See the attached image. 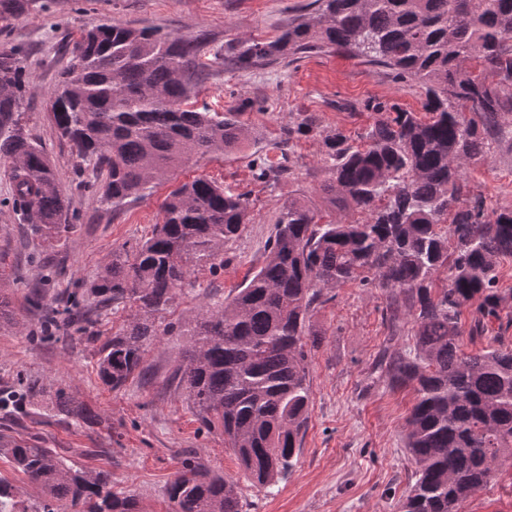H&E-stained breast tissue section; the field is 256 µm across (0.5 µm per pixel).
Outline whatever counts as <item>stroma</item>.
I'll use <instances>...</instances> for the list:
<instances>
[{"label": "stroma", "instance_id": "35a3bbf8", "mask_svg": "<svg viewBox=\"0 0 512 512\" xmlns=\"http://www.w3.org/2000/svg\"><path fill=\"white\" fill-rule=\"evenodd\" d=\"M28 3L22 15L0 21V52L24 56L33 92L28 127L55 166L75 220L58 237L37 234L13 205L10 164L0 159V291L9 294L18 321L0 327V390L22 393L33 380L43 388L24 413L0 411V449L32 443L87 469L109 471L113 489L133 494L145 512H169L167 486L187 459L237 481L243 512H398L412 482L403 434L415 393L392 387L379 362L384 353L412 349L415 328L408 316L390 322L381 289L347 283L314 311L311 329L320 345L307 358L311 399L303 445L272 490L251 486L222 429L203 424L180 369L189 316L235 295L263 265L288 201L303 200L328 221L361 220L359 211L334 208L320 191L327 178L324 136L339 128L359 143L372 123L367 102L394 101L418 112L422 89L334 50L247 69L225 61L228 44L276 38L291 19L309 13L310 0ZM104 19L201 42L203 67L190 106L240 113L245 126L257 129V139L228 154L192 158L119 211L102 206L90 170L48 122L45 97L70 62V44ZM304 112L317 117L318 129L297 141L295 175L255 181L253 160L279 161L284 128ZM464 175L488 206L512 207V124H503L491 151L471 161ZM198 177L247 195L251 221L241 237L225 244L223 265L191 267L172 305L155 319L159 337L146 344L141 371L124 388L111 390L97 375V350L126 327L130 309L111 308L95 322L60 329L49 341L26 298L36 290L50 300L86 288L113 255L134 250L161 223V205L173 189ZM60 392L84 410L87 421L57 415L53 401ZM463 512H512V467L503 466Z\"/></svg>", "mask_w": 512, "mask_h": 512}]
</instances>
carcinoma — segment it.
<instances>
[{
	"mask_svg": "<svg viewBox=\"0 0 512 512\" xmlns=\"http://www.w3.org/2000/svg\"><path fill=\"white\" fill-rule=\"evenodd\" d=\"M272 41L228 46L238 67L336 48L382 65L396 80L417 81L423 113L396 102L365 105L372 124L360 144L343 131L325 135L330 203L364 220L321 222L295 199L280 213L263 266L224 303L189 318L182 381L201 420L224 430L246 479L268 489L298 455L311 397L306 338L326 291L357 281L388 294L393 321L408 311L413 351L383 356L394 387L411 386L415 403L404 448L413 483L400 512H461L465 502L512 466V344L462 349L469 335L502 316L512 321V290L497 288L512 258V207L490 208L470 195L463 169L484 156L512 101V0H313ZM28 0H0V19ZM195 41L137 30L110 19L81 33L71 63L47 95L58 135L91 167L101 201L118 208L194 156L222 154L255 131L238 112L184 107L195 85ZM28 85L24 59L0 53V159L11 164L14 201L27 223L52 237L72 222L57 172L21 117ZM318 128L305 115L284 129L293 145ZM294 175L295 163L254 161L253 178ZM163 221L130 256H117L89 288L95 306L121 304L131 322L99 349L98 373L114 390L143 363L191 263L215 264L225 243L250 223L249 198L205 178L185 182L162 205ZM444 272L442 285L436 275ZM12 467L45 498L31 511L22 491L0 478V512H141L137 499L112 491L108 471H87L50 448L4 449ZM170 512H242L238 484L192 461L167 490Z\"/></svg>",
	"mask_w": 512,
	"mask_h": 512,
	"instance_id": "cac0c4a2",
	"label": "carcinoma"
}]
</instances>
